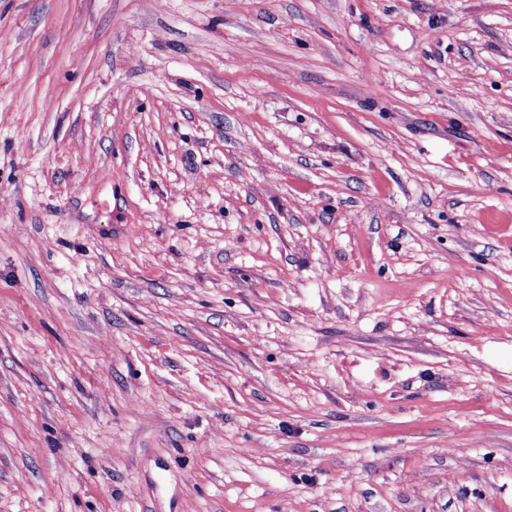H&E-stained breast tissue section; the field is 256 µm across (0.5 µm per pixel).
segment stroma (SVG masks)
<instances>
[{
	"label": "stroma",
	"instance_id": "1",
	"mask_svg": "<svg viewBox=\"0 0 512 512\" xmlns=\"http://www.w3.org/2000/svg\"><path fill=\"white\" fill-rule=\"evenodd\" d=\"M0 512H512V0H0Z\"/></svg>",
	"mask_w": 512,
	"mask_h": 512
}]
</instances>
